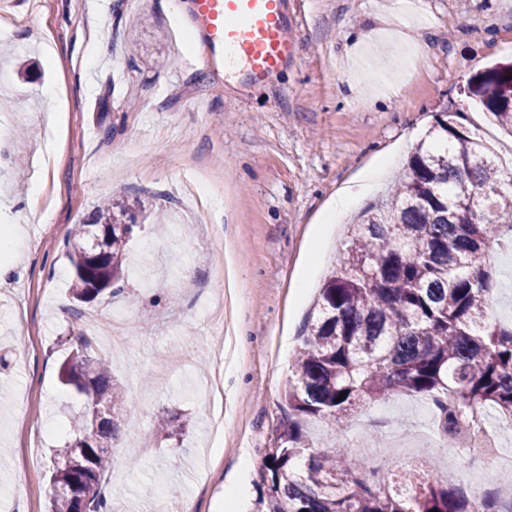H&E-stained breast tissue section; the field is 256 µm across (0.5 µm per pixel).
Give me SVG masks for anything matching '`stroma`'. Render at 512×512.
Wrapping results in <instances>:
<instances>
[{
	"mask_svg": "<svg viewBox=\"0 0 512 512\" xmlns=\"http://www.w3.org/2000/svg\"><path fill=\"white\" fill-rule=\"evenodd\" d=\"M297 57L267 84L199 64L178 38L190 0H13L0 11V512H46L53 449L83 398L58 381L87 333L128 404L111 451L112 512H261L290 358L346 226L385 193L435 116L507 135L465 94L512 59V0H295ZM55 99L46 102L45 91ZM396 150L334 235L337 190ZM139 200L123 292L77 305L65 238L104 198ZM491 295L512 320V250ZM122 314L123 348L93 323ZM398 395L358 409L383 447L429 434ZM187 414L180 439L165 412Z\"/></svg>",
	"mask_w": 512,
	"mask_h": 512,
	"instance_id": "1",
	"label": "stroma"
}]
</instances>
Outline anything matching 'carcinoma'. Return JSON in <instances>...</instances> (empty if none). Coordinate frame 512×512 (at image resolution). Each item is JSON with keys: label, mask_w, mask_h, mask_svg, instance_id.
Listing matches in <instances>:
<instances>
[{"label": "carcinoma", "mask_w": 512, "mask_h": 512, "mask_svg": "<svg viewBox=\"0 0 512 512\" xmlns=\"http://www.w3.org/2000/svg\"><path fill=\"white\" fill-rule=\"evenodd\" d=\"M467 96L512 131V63L476 72ZM135 207L107 198L67 239L77 302L123 291ZM94 233L102 236L95 250L86 247ZM494 245L512 249V175L452 114L439 112L394 193L351 226L304 324L284 391L280 448L264 465L265 512H475L452 475L407 471L401 483L408 492H390L340 436L360 403L396 394L431 399L454 448L465 417L490 409L512 416V322L493 317L486 267ZM59 379L85 395L86 405L73 440L55 450L50 481L55 489L81 484L85 493H53L51 512H111L106 486L119 429L112 412L126 404V393L84 334ZM312 419L330 423L333 435L313 436ZM187 426L176 415L157 421L168 435ZM504 502L512 503V491L498 487L481 512H501Z\"/></svg>", "instance_id": "obj_1"}]
</instances>
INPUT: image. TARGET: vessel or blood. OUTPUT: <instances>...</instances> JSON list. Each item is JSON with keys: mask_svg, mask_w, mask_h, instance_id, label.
Returning a JSON list of instances; mask_svg holds the SVG:
<instances>
[{"mask_svg": "<svg viewBox=\"0 0 512 512\" xmlns=\"http://www.w3.org/2000/svg\"><path fill=\"white\" fill-rule=\"evenodd\" d=\"M204 24L206 66L232 63L248 84L266 83L297 55L288 0H193Z\"/></svg>", "mask_w": 512, "mask_h": 512, "instance_id": "1", "label": "vessel or blood"}]
</instances>
